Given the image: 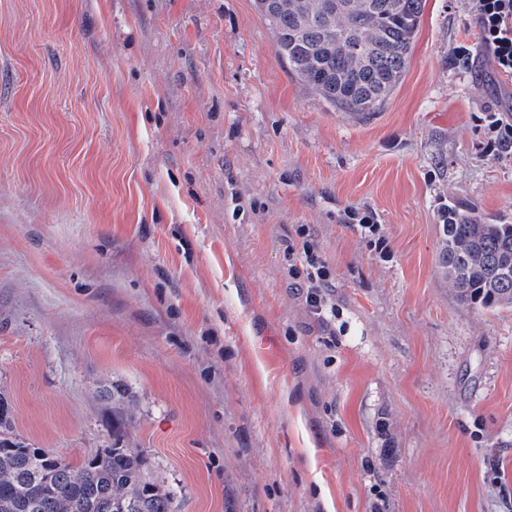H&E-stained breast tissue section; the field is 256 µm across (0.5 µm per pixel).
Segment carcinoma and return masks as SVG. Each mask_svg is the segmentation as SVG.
Listing matches in <instances>:
<instances>
[{"label":"carcinoma","mask_w":512,"mask_h":512,"mask_svg":"<svg viewBox=\"0 0 512 512\" xmlns=\"http://www.w3.org/2000/svg\"><path fill=\"white\" fill-rule=\"evenodd\" d=\"M277 0H255L271 29L278 54L312 94L343 112H374L399 84L423 12L424 0H341L348 11L337 20L340 32L368 22L383 35L368 65L349 71L340 48L321 25H301L278 9ZM468 206L448 204L442 215V264L455 297L485 308L512 306V224L481 214L463 215ZM112 447L73 464L17 436L11 407L0 395V512H174V493L147 478L148 457L121 439L128 420L126 389L114 385Z\"/></svg>","instance_id":"carcinoma-1"}]
</instances>
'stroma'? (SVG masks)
Listing matches in <instances>:
<instances>
[{
  "instance_id": "35a3bbf8",
  "label": "stroma",
  "mask_w": 512,
  "mask_h": 512,
  "mask_svg": "<svg viewBox=\"0 0 512 512\" xmlns=\"http://www.w3.org/2000/svg\"><path fill=\"white\" fill-rule=\"evenodd\" d=\"M486 31L476 0H426L399 85L351 119L253 0H0L15 434L80 463L121 384L175 512H512V307L458 301L440 262L450 200L512 222ZM306 239L327 329L289 274Z\"/></svg>"
}]
</instances>
